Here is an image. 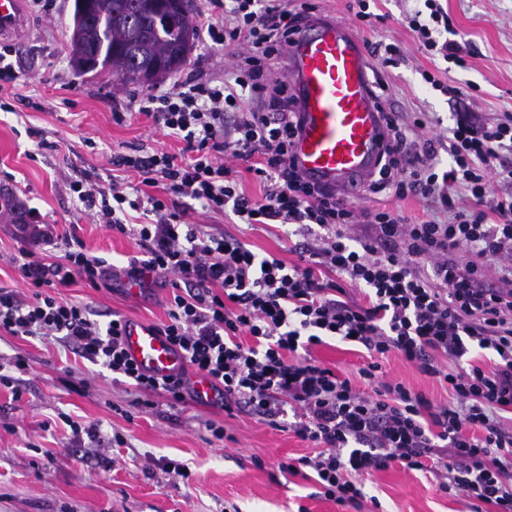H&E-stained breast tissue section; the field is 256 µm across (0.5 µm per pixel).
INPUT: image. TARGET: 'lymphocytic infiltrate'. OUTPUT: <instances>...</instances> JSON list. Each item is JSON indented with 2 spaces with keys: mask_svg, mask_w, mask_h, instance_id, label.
Masks as SVG:
<instances>
[{
  "mask_svg": "<svg viewBox=\"0 0 512 512\" xmlns=\"http://www.w3.org/2000/svg\"><path fill=\"white\" fill-rule=\"evenodd\" d=\"M204 31L235 49L223 79L188 77L139 99L156 132L182 142L180 153L122 156L124 170L163 183L165 193L131 196L121 182L76 180L69 191L98 224L135 236L140 256L125 274L169 279L167 320L159 327L188 370L208 377L225 412L244 413L313 443L315 453L280 463L308 469L320 494L361 507V479L397 463L433 461L440 488L471 512H512V289L487 281L512 277V113L487 122L473 109L452 115L451 163L439 170L434 140L417 141L428 122L390 109L383 77L371 94L384 114L388 144L372 193L416 197L446 220L410 222L395 209H359L330 187L308 181L291 147L298 107L287 82L273 78L285 46L315 7L310 0H210ZM405 23L423 48L464 67L467 44L453 40L439 0H423ZM261 180V199L238 189L236 161ZM210 217L294 226L298 263L261 256L228 233L187 223L191 204ZM142 224L128 227L129 212ZM25 291L0 287V331L54 337L149 396L181 403L186 372L158 378L126 353L123 318L100 324L84 305L60 302L52 288L81 279L100 287L104 258L76 235L47 263L21 254ZM362 301L350 300L348 289ZM353 342L369 361L350 379L312 356L325 339ZM397 355L444 382L449 402H433L402 382H387L382 359Z\"/></svg>",
  "mask_w": 512,
  "mask_h": 512,
  "instance_id": "lymphocytic-infiltrate-1",
  "label": "lymphocytic infiltrate"
}]
</instances>
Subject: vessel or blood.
Instances as JSON below:
<instances>
[{
    "label": "vessel or blood",
    "instance_id": "b4317fda",
    "mask_svg": "<svg viewBox=\"0 0 512 512\" xmlns=\"http://www.w3.org/2000/svg\"><path fill=\"white\" fill-rule=\"evenodd\" d=\"M27 30L22 0H0V37L19 38ZM286 53L302 118L292 146L296 163L311 180L350 197L375 172L387 142L366 48L347 26L318 18L293 36ZM124 339L130 358L156 377L185 367L149 322L129 320Z\"/></svg>",
    "mask_w": 512,
    "mask_h": 512
}]
</instances>
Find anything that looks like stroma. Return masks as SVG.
Masks as SVG:
<instances>
[{
    "label": "stroma",
    "mask_w": 512,
    "mask_h": 512,
    "mask_svg": "<svg viewBox=\"0 0 512 512\" xmlns=\"http://www.w3.org/2000/svg\"><path fill=\"white\" fill-rule=\"evenodd\" d=\"M441 3L472 47L466 67L446 68L419 50L415 34L400 21L413 0H376L372 10L385 15V22L357 32L369 46L394 41L403 47L407 64L385 75L394 109L428 113L427 133L444 135L455 106L423 81L425 70L451 85L475 86L483 116L512 113V0ZM72 5L73 0H52L45 10L23 0L28 34L7 43L16 77L0 87V198L13 199L16 211L0 218V287L22 288L21 250L57 261L63 253L58 240L71 231L87 251L122 271L140 252L135 238L92 223L68 185L86 176L108 185L124 174L112 164L117 155L181 147L176 139L152 134L145 117L133 116L134 96L148 94V87L120 84L107 69L81 74L72 68ZM231 63L230 50L199 40L177 76L220 78ZM187 220L228 232L259 255L288 264L298 260L296 236L280 225L230 224L198 209L189 210ZM38 224L52 227L54 243L38 236ZM124 286L120 278L112 289L97 290L77 278L52 294L88 305L103 324L115 315L155 325L166 321L168 286L154 283L137 299ZM312 355L363 387L358 370L368 358L357 346L331 339ZM19 356L30 366L20 395L0 384V512H298L302 506L307 512H349L319 497L314 481L280 472V462L314 452L293 432L228 415L214 401L187 398L172 409L157 397L144 405L139 393L65 343L0 332V364ZM383 369L387 380L404 382L434 401L448 398L435 378L398 356H389ZM74 421L97 426L101 442L76 438ZM211 421L223 425L226 440L212 437L206 428ZM114 437L118 445L104 448V440ZM103 455L113 458L111 467L99 465ZM165 458L186 464L189 479L163 471L159 462ZM363 484L371 498L364 512H468L427 470L394 463L365 476Z\"/></svg>",
    "instance_id": "stroma-1"
}]
</instances>
